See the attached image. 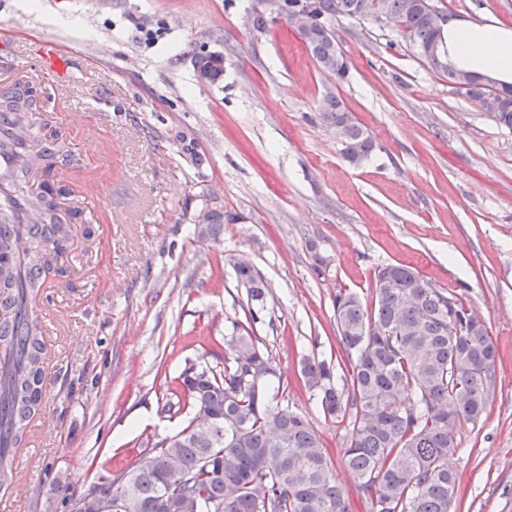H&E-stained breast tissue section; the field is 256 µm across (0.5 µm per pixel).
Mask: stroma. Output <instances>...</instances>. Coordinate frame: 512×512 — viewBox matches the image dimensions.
Returning a JSON list of instances; mask_svg holds the SVG:
<instances>
[{
  "mask_svg": "<svg viewBox=\"0 0 512 512\" xmlns=\"http://www.w3.org/2000/svg\"><path fill=\"white\" fill-rule=\"evenodd\" d=\"M437 4L512 28V0ZM1 25L15 45L0 52L2 77L34 65L43 42L70 53L72 93L50 125L67 150L65 200L78 206L97 180L107 202L93 235L77 234L65 277L35 297L44 396L1 503L63 512V498L177 433L191 415L164 411L171 378L189 361L223 363L250 326L274 360L280 408L309 420L352 512H369L344 464L350 419L323 414L301 360L344 364L336 293L373 308L375 269L401 263L473 310L496 346L487 414L459 431L453 512H512L511 132L368 20L332 23L350 62L340 85L270 0H0ZM206 55L224 58L219 82L197 79ZM330 90L380 145L361 165L319 118ZM71 112L89 115L95 140ZM209 205L237 220L202 241L193 227ZM236 253L269 285L254 325L227 262Z\"/></svg>",
  "mask_w": 512,
  "mask_h": 512,
  "instance_id": "1",
  "label": "stroma"
}]
</instances>
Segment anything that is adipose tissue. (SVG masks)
Here are the masks:
<instances>
[{
  "instance_id": "1",
  "label": "adipose tissue",
  "mask_w": 512,
  "mask_h": 512,
  "mask_svg": "<svg viewBox=\"0 0 512 512\" xmlns=\"http://www.w3.org/2000/svg\"><path fill=\"white\" fill-rule=\"evenodd\" d=\"M442 58L454 68L512 85V29L493 23L449 21L443 28Z\"/></svg>"
}]
</instances>
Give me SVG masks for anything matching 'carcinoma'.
Here are the masks:
<instances>
[{
  "label": "carcinoma",
  "instance_id": "obj_1",
  "mask_svg": "<svg viewBox=\"0 0 512 512\" xmlns=\"http://www.w3.org/2000/svg\"><path fill=\"white\" fill-rule=\"evenodd\" d=\"M362 2L318 0L313 26L300 31L319 69L338 82L346 78L349 64L340 71L330 64L346 54L320 24L357 17ZM372 2L395 21L399 37L411 39L418 56L443 44V26L425 13L420 0ZM433 67L451 85L465 79L456 91L496 126L512 130V86L499 87L480 75L472 79L446 64ZM198 69L215 82L224 73V59L202 57ZM319 117L335 132L349 164H362L378 148L339 96L323 98ZM44 144L45 138L27 133L26 160L12 173L15 191L27 198L28 174L37 163L45 168L44 196L38 201L43 224L27 237L33 253H22L16 262L13 241L0 237V304L8 308L16 293L29 298L42 285L45 270L64 261L72 232L53 210L52 199L65 195V189L52 180L56 154ZM224 218L214 210L208 213V238L217 240ZM230 264L250 300L264 310L268 284L248 256H233ZM333 307L350 380L338 384L336 365L315 356L304 359L302 375L324 415H351L345 467L370 512H450L457 494L458 474L450 465L459 453L457 433L484 417L494 384L496 347L487 327L402 264L375 271L373 311L345 291L336 294ZM230 342L231 358L224 366L192 363L168 388L177 402L168 401L166 407L191 410L197 429L168 448L155 442L138 461L113 473L127 478L129 492L102 481L94 484L85 494L91 512H352L313 427L304 416L274 404L277 394L269 389V377L276 371L258 337L245 329ZM45 353L41 325L30 316L12 363L0 372V403L9 407L0 429L13 431L16 446L41 405ZM209 420L210 431L204 428ZM178 483L189 492L178 497L174 510L161 507L169 485Z\"/></svg>",
  "mask_w": 512,
  "mask_h": 512
}]
</instances>
